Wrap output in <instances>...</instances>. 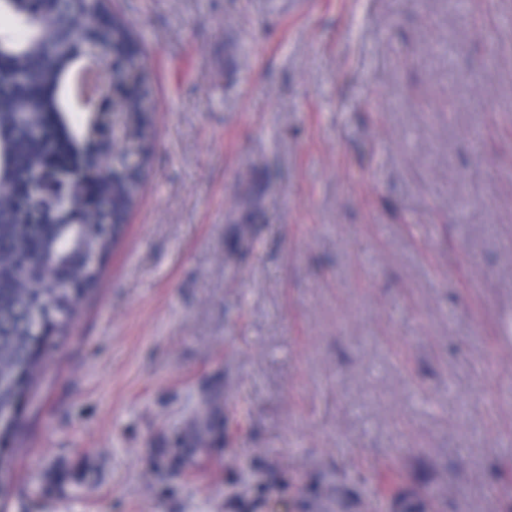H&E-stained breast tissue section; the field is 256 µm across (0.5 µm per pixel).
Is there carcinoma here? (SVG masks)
<instances>
[{"mask_svg":"<svg viewBox=\"0 0 512 512\" xmlns=\"http://www.w3.org/2000/svg\"><path fill=\"white\" fill-rule=\"evenodd\" d=\"M21 35L0 37V171L10 193L0 198V503L14 493L17 447L26 427L25 404L37 390L44 358L67 335L74 316L102 281L121 242L151 162L155 123L148 91L139 84L116 102L124 136L112 159L90 149L91 128L65 104V86L83 44L72 40L93 21L90 40L116 64L143 70L146 49L104 0H79L64 11L58 0H0V17ZM143 146L140 165L119 169L126 145ZM85 198L109 210L99 224ZM39 224L29 222L33 209ZM207 401L192 441L217 442L216 405Z\"/></svg>","mask_w":512,"mask_h":512,"instance_id":"1","label":"carcinoma"}]
</instances>
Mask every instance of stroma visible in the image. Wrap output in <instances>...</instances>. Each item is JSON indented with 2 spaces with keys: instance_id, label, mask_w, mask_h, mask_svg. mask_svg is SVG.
Segmentation results:
<instances>
[{
  "instance_id": "obj_1",
  "label": "stroma",
  "mask_w": 512,
  "mask_h": 512,
  "mask_svg": "<svg viewBox=\"0 0 512 512\" xmlns=\"http://www.w3.org/2000/svg\"><path fill=\"white\" fill-rule=\"evenodd\" d=\"M113 5L151 171L5 512H512V0ZM221 395L219 393L214 394L207 401L203 408L202 415L198 420V426L191 441L193 448H203L207 445H213L217 442L219 436V428L216 426L218 420V412L216 405L220 401Z\"/></svg>"
}]
</instances>
